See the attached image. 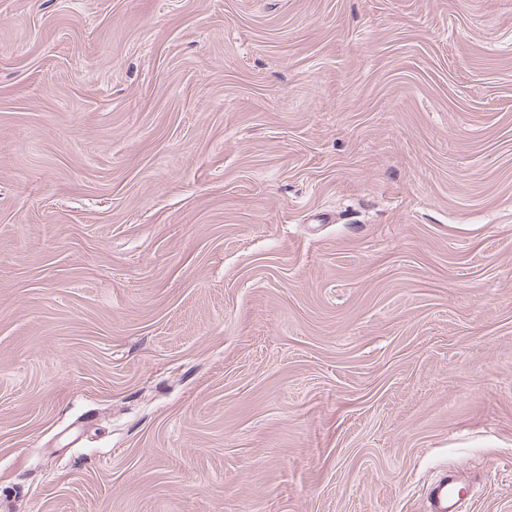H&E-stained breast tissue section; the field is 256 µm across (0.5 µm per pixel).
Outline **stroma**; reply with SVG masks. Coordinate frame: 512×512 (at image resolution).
Segmentation results:
<instances>
[{
  "label": "stroma",
  "mask_w": 512,
  "mask_h": 512,
  "mask_svg": "<svg viewBox=\"0 0 512 512\" xmlns=\"http://www.w3.org/2000/svg\"><path fill=\"white\" fill-rule=\"evenodd\" d=\"M512 512V0H0V512ZM452 470L445 471L434 481L428 492V512H454L463 488H458Z\"/></svg>",
  "instance_id": "35a3bbf8"
}]
</instances>
